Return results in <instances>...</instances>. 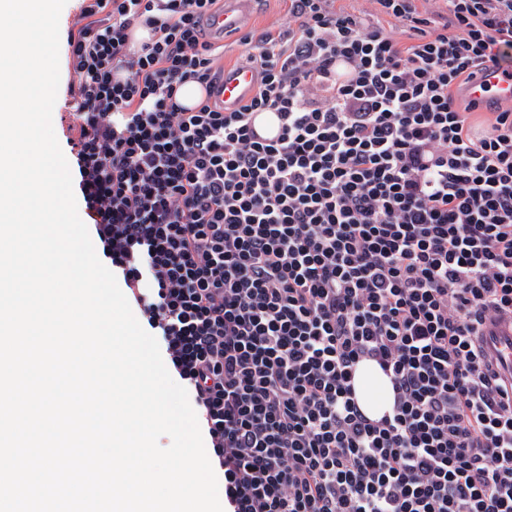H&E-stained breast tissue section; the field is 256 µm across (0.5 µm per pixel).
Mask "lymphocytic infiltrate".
I'll return each mask as SVG.
<instances>
[{"label":"lymphocytic infiltrate","instance_id":"obj_1","mask_svg":"<svg viewBox=\"0 0 512 512\" xmlns=\"http://www.w3.org/2000/svg\"><path fill=\"white\" fill-rule=\"evenodd\" d=\"M371 2L289 0L286 32L244 34L234 108L176 101L224 79V0H81L67 35L84 212L224 512H512V387L480 344L512 314V107L458 94L512 51V0ZM363 361L392 386L377 420ZM254 81V71L248 66L237 68L228 75L224 73L223 94H221L224 104L234 105L247 96ZM355 389L362 410L371 418H380L391 406L392 395L388 378L371 361L358 365Z\"/></svg>","mask_w":512,"mask_h":512}]
</instances>
